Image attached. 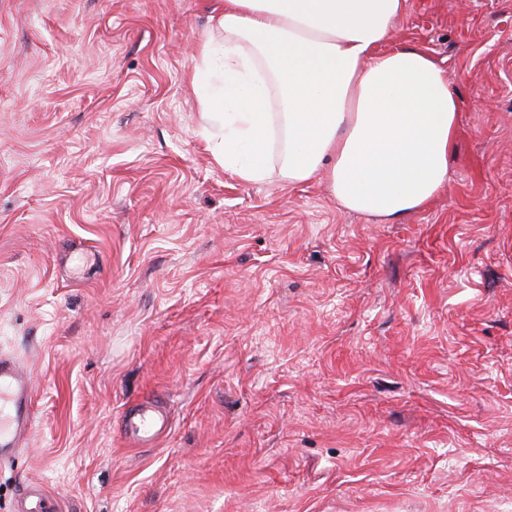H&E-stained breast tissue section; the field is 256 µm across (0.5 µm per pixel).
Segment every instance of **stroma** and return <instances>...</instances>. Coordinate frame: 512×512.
Masks as SVG:
<instances>
[{"label": "stroma", "instance_id": "obj_1", "mask_svg": "<svg viewBox=\"0 0 512 512\" xmlns=\"http://www.w3.org/2000/svg\"><path fill=\"white\" fill-rule=\"evenodd\" d=\"M221 0H0V351L40 423L0 512H512V0H406L459 101L397 220L216 164ZM143 401L172 428L134 448ZM171 428L169 411L154 405H142L125 411L119 422L123 439L132 447L154 446L157 438ZM18 508L16 512H55L56 510L43 482L37 479L27 483L25 493L18 501Z\"/></svg>", "mask_w": 512, "mask_h": 512}]
</instances>
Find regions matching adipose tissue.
<instances>
[{
    "label": "adipose tissue",
    "mask_w": 512,
    "mask_h": 512,
    "mask_svg": "<svg viewBox=\"0 0 512 512\" xmlns=\"http://www.w3.org/2000/svg\"><path fill=\"white\" fill-rule=\"evenodd\" d=\"M406 0H224L192 83L210 151L241 181L278 169L398 219L448 184L458 102L442 61L389 47Z\"/></svg>",
    "instance_id": "adipose-tissue-1"
}]
</instances>
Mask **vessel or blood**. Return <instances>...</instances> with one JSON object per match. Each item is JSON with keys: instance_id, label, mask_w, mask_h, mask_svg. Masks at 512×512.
Returning a JSON list of instances; mask_svg holds the SVG:
<instances>
[{"instance_id": "b4317fda", "label": "vessel or blood", "mask_w": 512, "mask_h": 512, "mask_svg": "<svg viewBox=\"0 0 512 512\" xmlns=\"http://www.w3.org/2000/svg\"><path fill=\"white\" fill-rule=\"evenodd\" d=\"M37 425L30 378L13 356L0 354V460L9 461L22 455ZM170 427L169 411L153 405L125 411L119 423L123 439L138 448L154 445ZM18 512H55L43 482L36 479L28 482L18 502Z\"/></svg>"}]
</instances>
